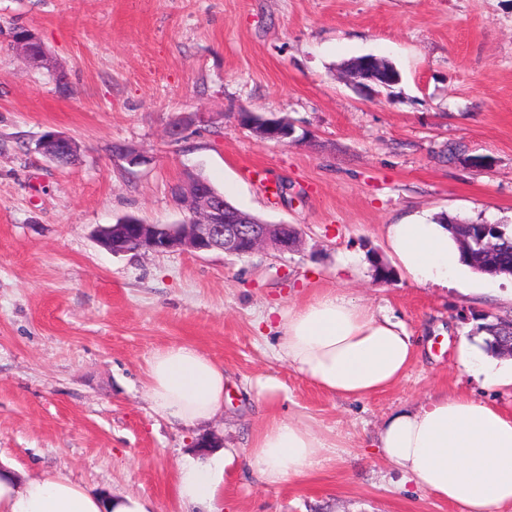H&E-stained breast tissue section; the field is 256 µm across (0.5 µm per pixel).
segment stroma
I'll list each match as a JSON object with an SVG mask.
<instances>
[{
	"label": "stroma",
	"mask_w": 512,
	"mask_h": 512,
	"mask_svg": "<svg viewBox=\"0 0 512 512\" xmlns=\"http://www.w3.org/2000/svg\"><path fill=\"white\" fill-rule=\"evenodd\" d=\"M18 27L48 65L20 58ZM368 54L400 83L367 95L340 78ZM245 110L288 119L298 143L259 140ZM49 132L76 142L77 164L39 151ZM118 143L149 164L129 167ZM189 172L296 226L298 250L115 255L97 242L130 214L186 220L170 186ZM442 214L512 225V0H0V454L22 476L181 512L173 486L198 438L240 452L266 422L299 417L336 441L323 464L271 487L238 459L216 512H461L372 446L389 415L446 392L512 414L511 391L456 365L478 315L512 318V283L492 301L419 287L388 250L385 225ZM375 257L391 281L375 280ZM329 290L420 340L395 387L349 401L276 359L269 310ZM183 343L227 378L223 416L194 429L161 419L145 393L151 355ZM266 377L278 397L259 395Z\"/></svg>",
	"instance_id": "1"
}]
</instances>
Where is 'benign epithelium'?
I'll use <instances>...</instances> for the list:
<instances>
[{
    "mask_svg": "<svg viewBox=\"0 0 512 512\" xmlns=\"http://www.w3.org/2000/svg\"><path fill=\"white\" fill-rule=\"evenodd\" d=\"M18 51L34 61L47 58V53L32 34L14 40ZM350 81L359 88L392 86L397 77L387 62L373 56L354 58L346 68ZM240 121L253 134L266 142L293 144L295 129L281 119H256L244 111ZM42 152L59 163L79 156L76 143L68 136L48 133L41 144ZM175 204L185 208L191 217L182 224H145L129 217L119 222L112 235L100 240L102 246L114 254L134 252L222 251L226 255L241 257L255 250L272 246L278 251L293 252L300 244L299 231L290 224H268L249 213L225 204L224 197L210 190L207 183L187 178L177 181L170 188ZM464 248L476 253L478 259L494 254L495 238L484 227L467 225L459 234Z\"/></svg>",
    "mask_w": 512,
    "mask_h": 512,
    "instance_id": "1",
    "label": "benign epithelium"
}]
</instances>
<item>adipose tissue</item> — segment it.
<instances>
[{"mask_svg":"<svg viewBox=\"0 0 512 512\" xmlns=\"http://www.w3.org/2000/svg\"><path fill=\"white\" fill-rule=\"evenodd\" d=\"M387 244L406 275L421 286H459L471 269L446 226L403 221L386 227ZM277 357L312 385L346 400H361L398 382L418 349L404 325L375 314L344 293L328 292L301 308L279 310ZM484 336L460 349L457 362L482 376L489 389L512 390V363L486 351ZM225 376L196 347L173 344L155 351L146 391L156 413L194 426L224 411ZM326 439L298 419L266 424L248 449V466L277 486L315 467ZM410 482L463 512H497L512 504V416L489 401L441 395L389 417L375 442ZM209 456L181 465L175 492L185 505L212 512L225 465ZM0 512H147L143 501L111 490L92 491L63 475L19 480L0 457Z\"/></svg>","mask_w":512,"mask_h":512,"instance_id":"ef3b65f1","label":"adipose tissue"}]
</instances>
